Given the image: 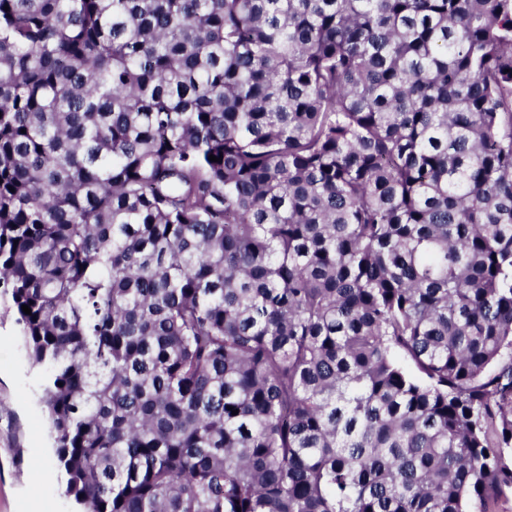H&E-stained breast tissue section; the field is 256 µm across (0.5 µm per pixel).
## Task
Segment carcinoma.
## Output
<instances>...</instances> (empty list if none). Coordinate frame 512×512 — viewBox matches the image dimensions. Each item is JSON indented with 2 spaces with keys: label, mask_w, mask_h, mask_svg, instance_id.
<instances>
[{
  "label": "carcinoma",
  "mask_w": 512,
  "mask_h": 512,
  "mask_svg": "<svg viewBox=\"0 0 512 512\" xmlns=\"http://www.w3.org/2000/svg\"><path fill=\"white\" fill-rule=\"evenodd\" d=\"M0 293L83 512H492L512 0H0Z\"/></svg>",
  "instance_id": "obj_1"
}]
</instances>
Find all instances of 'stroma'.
<instances>
[{"label": "stroma", "mask_w": 512, "mask_h": 512, "mask_svg": "<svg viewBox=\"0 0 512 512\" xmlns=\"http://www.w3.org/2000/svg\"><path fill=\"white\" fill-rule=\"evenodd\" d=\"M43 388L44 372L32 366L0 297V512H75L60 477Z\"/></svg>", "instance_id": "stroma-1"}]
</instances>
